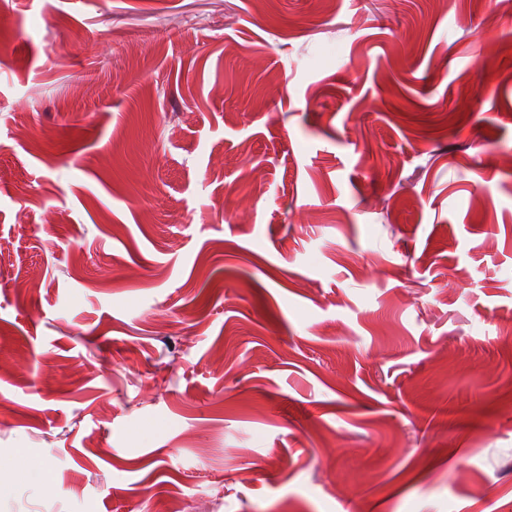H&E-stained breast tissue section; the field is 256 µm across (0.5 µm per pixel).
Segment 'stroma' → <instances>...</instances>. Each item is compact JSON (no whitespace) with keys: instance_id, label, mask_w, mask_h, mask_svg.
<instances>
[{"instance_id":"stroma-1","label":"stroma","mask_w":512,"mask_h":512,"mask_svg":"<svg viewBox=\"0 0 512 512\" xmlns=\"http://www.w3.org/2000/svg\"><path fill=\"white\" fill-rule=\"evenodd\" d=\"M0 247V512H512L497 0H5Z\"/></svg>"}]
</instances>
